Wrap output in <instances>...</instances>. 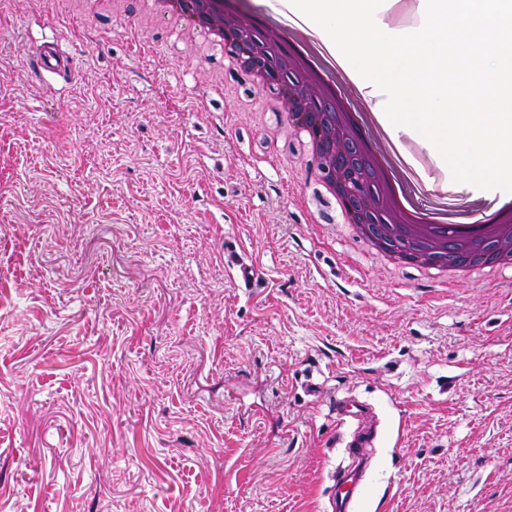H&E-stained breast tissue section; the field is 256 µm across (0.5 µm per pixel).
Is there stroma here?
I'll use <instances>...</instances> for the list:
<instances>
[{
	"label": "stroma",
	"instance_id": "stroma-1",
	"mask_svg": "<svg viewBox=\"0 0 512 512\" xmlns=\"http://www.w3.org/2000/svg\"><path fill=\"white\" fill-rule=\"evenodd\" d=\"M141 20L0 0V512H331L350 397L377 421L356 512H505L512 271L367 253L272 91ZM422 173L416 208L490 211Z\"/></svg>",
	"mask_w": 512,
	"mask_h": 512
}]
</instances>
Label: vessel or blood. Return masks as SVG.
Listing matches in <instances>:
<instances>
[{"label": "vessel or blood", "instance_id": "b4317fda", "mask_svg": "<svg viewBox=\"0 0 512 512\" xmlns=\"http://www.w3.org/2000/svg\"><path fill=\"white\" fill-rule=\"evenodd\" d=\"M370 413L369 407L353 400H344L336 407V420L339 424L355 423L353 441L349 446L348 455L350 464L343 475L339 476L333 486L335 495L333 512H350L352 503L356 498L357 488L366 472L370 455L368 450L372 447L374 436L370 430L361 428L360 423Z\"/></svg>", "mask_w": 512, "mask_h": 512}]
</instances>
